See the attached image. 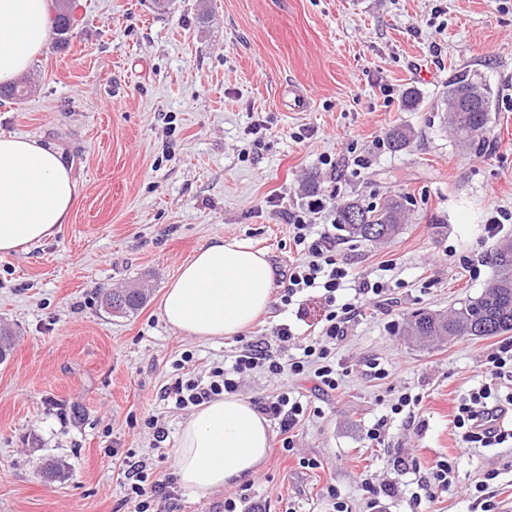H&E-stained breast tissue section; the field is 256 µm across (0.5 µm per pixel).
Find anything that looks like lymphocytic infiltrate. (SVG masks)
<instances>
[{"label":"lymphocytic infiltrate","instance_id":"lymphocytic-infiltrate-1","mask_svg":"<svg viewBox=\"0 0 512 512\" xmlns=\"http://www.w3.org/2000/svg\"><path fill=\"white\" fill-rule=\"evenodd\" d=\"M288 224L302 259L284 275L280 301L287 306L308 290H322L329 310L319 334L301 338L295 336L289 325H281L277 332L280 342L292 344L297 350L290 363H283L280 353L270 350L262 341L248 340L238 348L231 368L215 366L204 378L175 379L164 388V399L174 401L181 409L196 407L220 395L238 392L241 378L257 370L271 376L286 371L296 376L311 374L317 390L325 393L339 387L342 372L336 362V346L362 308L386 295L387 284L381 277L353 278L337 257L336 237L329 229L315 230L297 213L289 216ZM353 279L358 282L355 294L345 297ZM480 370L484 383L459 401L453 416L459 444L464 448H495L512 442V428L484 424L486 416L512 406V391L505 389L506 384H512V344L490 352ZM126 466L127 495L134 503V512H156L157 499H174L168 481L153 478L145 461L131 459Z\"/></svg>","mask_w":512,"mask_h":512}]
</instances>
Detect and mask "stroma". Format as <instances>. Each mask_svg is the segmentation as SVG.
<instances>
[{
	"label": "stroma",
	"mask_w": 512,
	"mask_h": 512,
	"mask_svg": "<svg viewBox=\"0 0 512 512\" xmlns=\"http://www.w3.org/2000/svg\"><path fill=\"white\" fill-rule=\"evenodd\" d=\"M74 2L69 47L47 45L23 99L0 97V134L53 144L78 184L59 234L0 258V325L16 334L0 363V512H134L128 454L175 474L144 424L158 417L175 447L188 412L162 400L164 387L231 367L239 347L162 320L158 303L179 266L224 236L287 273L298 258L289 214L316 197L325 208L311 220L330 225L352 196L394 194L410 205L391 239L336 234L340 260L360 276L385 273L389 286L336 347L338 389L324 394L289 373L245 377L239 393L252 402L283 390L307 402L293 448L271 421L255 475L206 494L176 487L157 508L224 512L233 497L248 512H332L337 493L354 512H371L375 497L381 512H480L474 486L492 470L498 510L512 512V447L460 448L452 424L482 381L481 360L512 333L429 347L404 334L413 313H447L494 275L496 242L483 226L512 213V0H172L163 13L153 0ZM455 67L495 93L480 153L458 146L432 109ZM292 87L307 94L305 111H289ZM397 125L416 136L394 152L386 136ZM133 284L148 285L146 304L106 313L103 290ZM325 310L313 289L287 307L272 302L248 334L272 343L286 323L313 335ZM404 393L417 404L393 414ZM381 418L383 442L369 441ZM53 457L68 463L65 480L43 478ZM439 459L452 461L454 482L429 502L421 481Z\"/></svg>",
	"instance_id": "obj_1"
}]
</instances>
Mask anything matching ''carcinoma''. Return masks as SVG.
<instances>
[{
	"instance_id": "cac0c4a2",
	"label": "carcinoma",
	"mask_w": 512,
	"mask_h": 512,
	"mask_svg": "<svg viewBox=\"0 0 512 512\" xmlns=\"http://www.w3.org/2000/svg\"><path fill=\"white\" fill-rule=\"evenodd\" d=\"M55 15L52 34L57 47L69 44L75 19L71 11V0H54ZM470 90L479 93L478 104L483 111H471L464 104V94ZM443 113L444 123L451 129L459 145L470 148L485 137L491 112V90L473 80L465 70L453 69L448 74V83L433 106ZM415 132L408 126L391 131L388 147L397 152L406 148ZM408 205L405 196H388L379 204H365L359 198H351L336 210L335 223L351 238L362 241H378L394 236L400 229ZM496 275L491 286L475 298H468L453 307L446 316L421 312L409 321L420 330V341L430 344L438 339L461 337L488 338L512 332V238H504L489 256ZM147 300L145 291L108 292L104 305L112 312L130 314L140 310ZM68 466L58 458L48 460L42 469L48 482L68 477Z\"/></svg>"
}]
</instances>
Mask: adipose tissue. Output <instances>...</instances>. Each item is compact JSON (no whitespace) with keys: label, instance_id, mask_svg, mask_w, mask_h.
Here are the masks:
<instances>
[{"label":"adipose tissue","instance_id":"ef3b65f1","mask_svg":"<svg viewBox=\"0 0 512 512\" xmlns=\"http://www.w3.org/2000/svg\"><path fill=\"white\" fill-rule=\"evenodd\" d=\"M51 0H0V85L27 72L45 48ZM77 186L63 155L34 139L0 135V257L53 238L68 223ZM274 271L266 252L221 236L178 269L160 301L164 321L198 340L241 335L268 309ZM269 424L253 402L226 394L182 423L173 450L179 483L198 493L254 475Z\"/></svg>","mask_w":512,"mask_h":512}]
</instances>
